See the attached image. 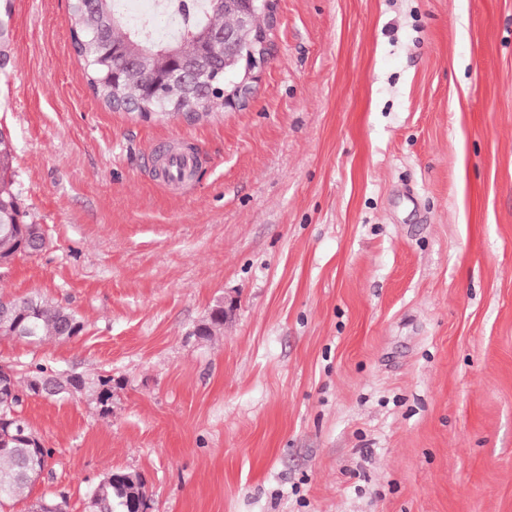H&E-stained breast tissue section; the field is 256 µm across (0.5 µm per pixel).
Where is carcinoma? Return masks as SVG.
<instances>
[{
  "label": "carcinoma",
  "mask_w": 512,
  "mask_h": 512,
  "mask_svg": "<svg viewBox=\"0 0 512 512\" xmlns=\"http://www.w3.org/2000/svg\"><path fill=\"white\" fill-rule=\"evenodd\" d=\"M203 6L193 0H181L178 5L182 17V27L178 36L161 41L148 35L143 29L133 26L119 9L117 0H73L71 6L72 33L82 41L79 56L85 60L84 76L93 94L113 110L132 99V90L147 86L149 74L138 73L126 86L115 87L109 71L122 63V57L112 52V46L125 42L134 43L157 51L174 44L185 56L197 55V35L207 28L224 27V11L220 0H202ZM206 93L201 103L182 102L157 86L146 92L136 101L134 113L149 118L153 112H181L188 120L208 116L224 110V93L232 91L224 74L221 59H214L210 71L200 79ZM18 196L13 181L0 182V262L9 259L21 248L29 253L40 252L45 248L46 238L30 239L25 236L22 225L10 223V210L17 205ZM9 317L15 328L4 332L6 336H17L32 342L47 340H67L79 335L83 330L77 317L53 302L40 296L14 299L0 294V314ZM224 327V310L217 307L209 316L207 324L200 325L195 335L207 339L215 331ZM84 390L93 395L101 394L104 401H112L114 389L120 387L112 376H99L95 380L82 378ZM20 407L11 393H0V512L23 498L33 484L31 467L36 456V448L20 441L15 430L26 425L23 419L11 418V411ZM147 497L146 480L140 474L115 471L92 491L90 503L92 512H130L129 502ZM28 512H63L62 506L54 499L42 496L32 502Z\"/></svg>",
  "instance_id": "cac0c4a2"
}]
</instances>
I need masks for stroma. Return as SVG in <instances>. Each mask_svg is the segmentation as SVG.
<instances>
[{
	"mask_svg": "<svg viewBox=\"0 0 512 512\" xmlns=\"http://www.w3.org/2000/svg\"><path fill=\"white\" fill-rule=\"evenodd\" d=\"M70 3L11 0L0 127L46 247L0 293L84 329L0 364L122 387L25 399L53 455L12 512H90L113 470L150 512H512V0H275L248 101L193 123L95 97ZM78 375L82 379L84 390L90 392L92 395H96L101 391V396L104 402L108 401V405L111 407L108 413L112 410V395L115 388H121L119 382H115L112 376H98L96 380L89 381L80 373H73ZM113 383V384H112Z\"/></svg>",
	"mask_w": 512,
	"mask_h": 512,
	"instance_id": "stroma-1",
	"label": "stroma"
}]
</instances>
